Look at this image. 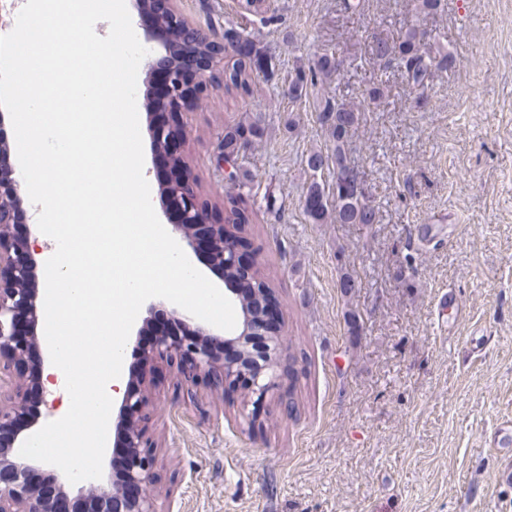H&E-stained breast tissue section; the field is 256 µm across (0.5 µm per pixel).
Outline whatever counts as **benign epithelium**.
Returning a JSON list of instances; mask_svg holds the SVG:
<instances>
[{"label": "benign epithelium", "mask_w": 512, "mask_h": 512, "mask_svg": "<svg viewBox=\"0 0 512 512\" xmlns=\"http://www.w3.org/2000/svg\"><path fill=\"white\" fill-rule=\"evenodd\" d=\"M171 2L134 0V26L159 50L143 59L144 98L155 103V111L146 113L152 161L165 157L169 166L164 177L154 166L147 174L156 182V200L171 235L185 253L198 254L197 238L203 233L212 270L222 272L230 265L244 279L256 281L257 251L244 239L232 253L224 251V225L198 195L192 170L185 163L188 128L183 113L201 98L206 75L226 48L188 25ZM172 29L182 32L178 44L171 41ZM12 155L6 112L0 108V512H165L156 487L155 444L148 431L157 408L161 370L174 366L179 384L201 386L211 394L222 395L240 386L255 410L269 399L280 400L285 376L282 311L272 291L263 288L259 297L263 320L253 325L245 318L235 335L222 336L212 325L162 298L149 302L133 343L139 345L140 337L150 333L152 344L138 352L139 385L125 388L116 416L114 447L126 449L121 460H111L116 479L109 488L103 477L85 480L74 493L68 480L55 473V493H44L33 475L44 471L45 463L19 455L39 422L47 390L38 336L44 306L33 287L41 267L35 242L39 229L27 223L23 232L17 231L28 209L25 182ZM267 322L275 327L266 333L265 361L254 362L246 349L232 362L219 357L217 345L242 347Z\"/></svg>", "instance_id": "7a95c632"}]
</instances>
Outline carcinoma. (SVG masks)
Here are the masks:
<instances>
[{
	"mask_svg": "<svg viewBox=\"0 0 512 512\" xmlns=\"http://www.w3.org/2000/svg\"><path fill=\"white\" fill-rule=\"evenodd\" d=\"M239 47V59L234 61L230 70L224 72V87H233L248 92L255 77L264 73L259 64V51L248 39L236 41ZM371 55L385 62H398L404 81L413 88H425L434 71L448 69L450 56L445 50L438 49L432 53L426 48L425 32L417 28L407 29L396 41L383 37H373L370 43ZM300 75L292 85L293 91L289 98L302 99L309 90L317 89L320 96L316 98L315 110L319 119L326 125L334 143L336 172L333 187H338L343 179L347 157L345 143L359 124L360 115L371 103L383 98L385 85L374 81L359 101H344L330 94L329 89L340 81L341 61L333 53L323 52L314 57L312 62L301 64L296 68ZM263 131L254 123L238 124L227 129L224 134V151L228 156L238 153L241 146L261 138ZM325 163L324 154L320 150H312L307 156L306 165L311 181L303 201L306 215L316 224H374L377 222V210L365 197L350 195L341 198L333 191L325 189L318 181V173L322 172ZM224 223L231 226L232 231L224 235V248L229 250L236 245L238 233L246 218L232 210L224 218Z\"/></svg>",
	"mask_w": 512,
	"mask_h": 512,
	"instance_id": "carcinoma-1",
	"label": "carcinoma"
}]
</instances>
